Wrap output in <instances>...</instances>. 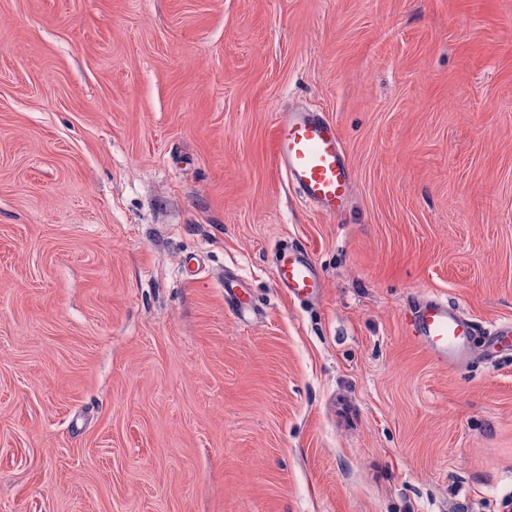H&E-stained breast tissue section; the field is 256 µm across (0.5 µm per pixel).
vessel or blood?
Segmentation results:
<instances>
[{"label": "vessel or blood", "instance_id": "vessel-or-blood-1", "mask_svg": "<svg viewBox=\"0 0 512 512\" xmlns=\"http://www.w3.org/2000/svg\"><path fill=\"white\" fill-rule=\"evenodd\" d=\"M274 159L303 199L324 212H335L349 193L351 171L337 129L316 113L282 114L275 125ZM275 267L290 297L305 299L315 294L317 275L308 252L281 249ZM244 290L241 278H225L224 301L240 314L246 310ZM411 327L421 347L439 366L452 370L474 355L471 321L447 299L421 295L411 314Z\"/></svg>", "mask_w": 512, "mask_h": 512}]
</instances>
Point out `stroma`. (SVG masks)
<instances>
[{"instance_id":"stroma-1","label":"stroma","mask_w":512,"mask_h":512,"mask_svg":"<svg viewBox=\"0 0 512 512\" xmlns=\"http://www.w3.org/2000/svg\"><path fill=\"white\" fill-rule=\"evenodd\" d=\"M422 293L512 322V0H0V512H501L512 355L437 366ZM274 159L302 198L334 213L349 193L351 171L336 125L315 112H286L275 125ZM275 267L279 283L288 290L290 297L305 299L319 288L314 265L306 250L281 249ZM245 282L239 277H224V301L227 306L237 313H244L250 308L242 301Z\"/></svg>"}]
</instances>
